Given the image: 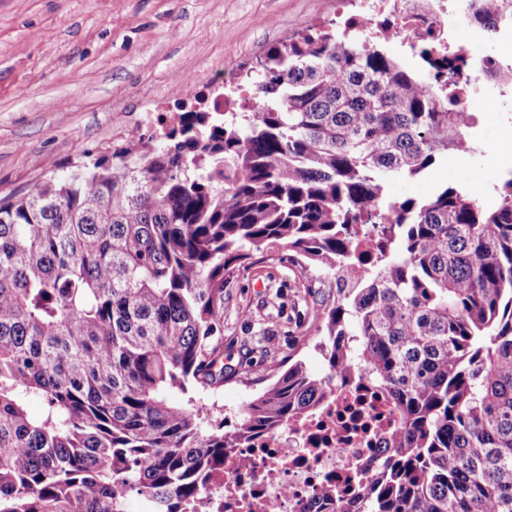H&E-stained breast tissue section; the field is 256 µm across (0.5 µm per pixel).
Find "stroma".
<instances>
[{
    "label": "stroma",
    "instance_id": "1",
    "mask_svg": "<svg viewBox=\"0 0 512 512\" xmlns=\"http://www.w3.org/2000/svg\"><path fill=\"white\" fill-rule=\"evenodd\" d=\"M344 0H0V198L154 132L158 112L204 93L228 69L247 72L306 27L339 25ZM480 155L453 153L424 179L390 190L421 198L459 178L490 195L512 169V122L482 107ZM224 364L216 390L200 392L232 429L289 358L314 374L325 363L309 340L332 303L328 283L305 282L288 262L255 253L225 290Z\"/></svg>",
    "mask_w": 512,
    "mask_h": 512
}]
</instances>
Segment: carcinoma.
Wrapping results in <instances>:
<instances>
[{
    "label": "carcinoma",
    "instance_id": "obj_1",
    "mask_svg": "<svg viewBox=\"0 0 512 512\" xmlns=\"http://www.w3.org/2000/svg\"><path fill=\"white\" fill-rule=\"evenodd\" d=\"M464 23L512 83V13ZM241 111L180 113L112 155L0 198V512H198L252 433L316 409L353 377L398 414L365 512H512V173L485 197L392 181L477 155L475 74L431 72L307 29L247 74ZM278 252L336 286L296 360L234 430L191 396L224 385V287ZM43 402L31 416L26 401Z\"/></svg>",
    "mask_w": 512,
    "mask_h": 512
}]
</instances>
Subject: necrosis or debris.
I'll use <instances>...</instances> for the list:
<instances>
[{
  "label": "necrosis or debris",
  "instance_id": "obj_1",
  "mask_svg": "<svg viewBox=\"0 0 512 512\" xmlns=\"http://www.w3.org/2000/svg\"><path fill=\"white\" fill-rule=\"evenodd\" d=\"M461 0H356L349 22L367 36L401 43L429 37L448 43L447 21ZM397 423L388 394L372 387L337 392L297 420L257 433L242 448L249 465L225 466L204 496L202 512H334L326 487L355 508L380 469L386 437Z\"/></svg>",
  "mask_w": 512,
  "mask_h": 512
}]
</instances>
